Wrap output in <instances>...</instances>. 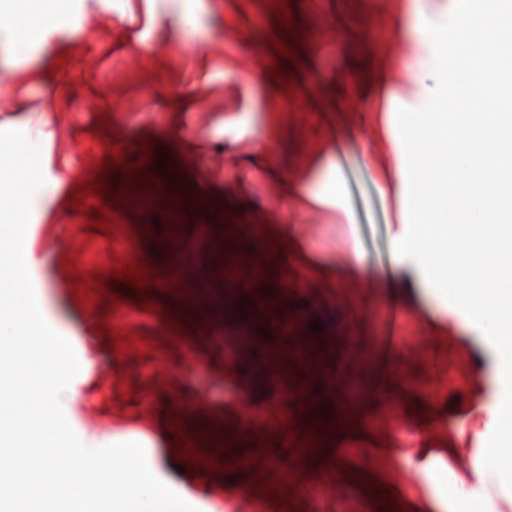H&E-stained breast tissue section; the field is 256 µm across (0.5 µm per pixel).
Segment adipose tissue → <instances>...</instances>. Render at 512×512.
I'll return each mask as SVG.
<instances>
[{
	"label": "adipose tissue",
	"instance_id": "ef3b65f1",
	"mask_svg": "<svg viewBox=\"0 0 512 512\" xmlns=\"http://www.w3.org/2000/svg\"><path fill=\"white\" fill-rule=\"evenodd\" d=\"M413 42L428 54L411 69L420 94L398 120L390 108L385 134L401 162L385 169L381 183L422 200L423 221L405 220L394 242L391 270L402 292L419 294L462 327L481 348L487 375L483 409L489 421L475 460L482 480L467 495L435 478L438 449H416L436 512H469L486 500L485 479L512 474V449L500 439L512 427V267L491 273L488 255L512 260V8L481 0L471 13L450 4L445 16L430 14L414 0ZM448 29L447 40L438 33ZM493 100L492 115L477 104Z\"/></svg>",
	"mask_w": 512,
	"mask_h": 512
}]
</instances>
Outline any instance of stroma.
I'll use <instances>...</instances> for the list:
<instances>
[{
	"label": "stroma",
	"instance_id": "35a3bbf8",
	"mask_svg": "<svg viewBox=\"0 0 512 512\" xmlns=\"http://www.w3.org/2000/svg\"><path fill=\"white\" fill-rule=\"evenodd\" d=\"M194 0H96L92 15L71 0H54L51 18L19 33L17 25L0 29V82L9 91L0 99V158L17 156L26 171L24 192L53 199L58 223L44 227L35 258L42 280L54 282V328L77 341L84 332L85 310L106 320L94 327L87 379L79 399L92 407L104 426H75L82 443L100 448L144 437L153 457L164 460L167 484L183 490L189 502H217L224 512H392L388 499H370L350 491L347 498L316 495L325 485L322 470L340 459L349 470L372 467L384 481L391 466L379 451L396 440L375 425L387 411L400 417L410 442L420 437L419 414L428 411L436 423L431 436L447 449L440 475L465 494L480 477L474 461L482 448L474 427H485L481 408L486 395L479 349L460 331L437 333L444 318L421 301L411 302L395 288L375 293L369 278L386 277L392 266V240L404 218L396 193L381 192L378 169L392 162L381 137L362 139L342 93L366 62L389 55L386 43L365 41L361 32L407 20L394 0H293L307 46L300 53L290 88L273 79L257 80L227 68L228 60L246 55L272 56L268 28L261 17L271 14L269 0H205L201 29L183 32L172 20L194 7ZM136 42L145 60L127 69L125 39ZM64 55H56V47ZM41 56L49 69L42 84L10 81L9 74L26 58ZM390 56V55H389ZM95 60V80L111 87L108 99H90L79 79L85 60ZM196 101L185 105L181 88ZM277 108L284 132L265 139V112ZM44 124L46 141L19 145L32 122ZM328 140L337 147L324 168L307 167L309 152ZM149 142L165 163L161 190L140 183L120 205L117 234L90 228L76 212L73 197L83 178L98 181L94 167L110 147ZM265 142L268 163L254 162L258 142ZM50 167L66 180L64 189L45 186L38 171ZM320 196L311 207L292 208L289 186ZM239 241L225 253L228 226ZM177 280L172 291L156 300L179 319V341L168 337L167 316L147 311L135 291L123 288L125 304L96 305V274L110 262L135 252ZM92 257L87 283L73 277L72 254ZM191 256L186 268L181 255ZM360 303L359 314L343 309L345 300ZM319 330H312V322ZM428 338L429 351L400 359L411 332ZM129 345L117 352L114 340ZM380 351L403 387L375 381L369 349ZM197 355L186 367L188 355ZM262 364L265 377L252 372ZM456 374L447 390L427 388L436 374ZM258 397L256 443L267 445L278 478L298 504L281 508L262 490L249 498L239 494L247 471L216 473L176 470L173 436L164 428V412L196 411L190 433L222 432L238 438L243 399ZM154 419H141L145 404ZM288 417L285 432L312 429L321 449L317 462L296 477L286 469L291 448L266 430L278 414ZM360 433L341 427L351 418Z\"/></svg>",
	"mask_w": 512,
	"mask_h": 512
}]
</instances>
